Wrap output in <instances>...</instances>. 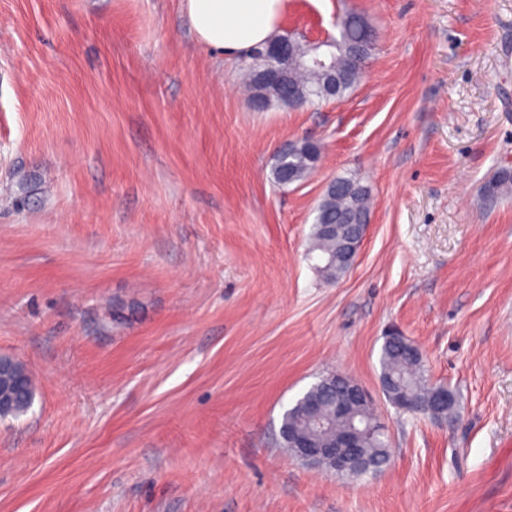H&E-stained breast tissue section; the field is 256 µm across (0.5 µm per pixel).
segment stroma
<instances>
[{
  "label": "stroma",
  "mask_w": 512,
  "mask_h": 512,
  "mask_svg": "<svg viewBox=\"0 0 512 512\" xmlns=\"http://www.w3.org/2000/svg\"><path fill=\"white\" fill-rule=\"evenodd\" d=\"M376 50L354 92L259 110L246 57L182 0H0V355L35 388L0 420V512H512V0H288L318 41ZM304 138L306 181L271 177ZM373 197L339 281L306 260L326 183ZM420 348L459 415L397 410L383 338ZM338 371L391 461L342 479L279 445ZM289 146V145H288ZM281 148L278 152L288 153L286 155L276 154L275 163L272 167L274 182L281 187H288L290 184L302 182L307 179L316 169L321 158V146L313 147L306 140ZM291 170L294 182L288 183L285 172ZM356 403H363L373 406V400L367 391L357 382L350 381L345 390L342 391L337 408L344 412L347 408Z\"/></svg>",
  "instance_id": "35a3bbf8"
}]
</instances>
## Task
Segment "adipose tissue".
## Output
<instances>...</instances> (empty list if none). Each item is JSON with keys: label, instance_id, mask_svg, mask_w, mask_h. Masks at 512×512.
I'll list each match as a JSON object with an SVG mask.
<instances>
[{"label": "adipose tissue", "instance_id": "ef3b65f1", "mask_svg": "<svg viewBox=\"0 0 512 512\" xmlns=\"http://www.w3.org/2000/svg\"><path fill=\"white\" fill-rule=\"evenodd\" d=\"M287 0H184L183 11L197 40L233 56L274 37Z\"/></svg>", "mask_w": 512, "mask_h": 512}]
</instances>
